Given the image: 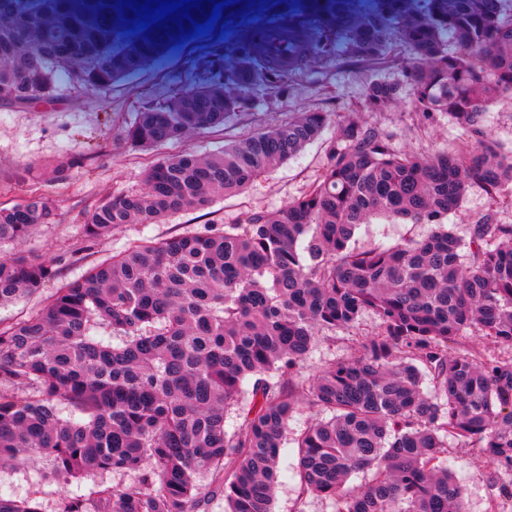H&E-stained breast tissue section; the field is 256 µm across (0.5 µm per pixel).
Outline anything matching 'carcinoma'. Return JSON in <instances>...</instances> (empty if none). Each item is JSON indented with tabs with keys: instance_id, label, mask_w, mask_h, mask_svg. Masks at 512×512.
Instances as JSON below:
<instances>
[{
	"instance_id": "cac0c4a2",
	"label": "carcinoma",
	"mask_w": 512,
	"mask_h": 512,
	"mask_svg": "<svg viewBox=\"0 0 512 512\" xmlns=\"http://www.w3.org/2000/svg\"><path fill=\"white\" fill-rule=\"evenodd\" d=\"M503 4L311 0L282 17L298 36L286 64L248 36L228 55L198 56L194 66L224 83L144 107L121 140L160 147L220 124L246 104L243 92H283L290 71L335 52L399 68L412 108L448 115L465 139L431 156L401 153L376 126L349 121L321 176L287 207L222 231L133 241L43 307L0 321V465L38 459L65 481L97 470L133 475L64 494L56 512H204L220 497L224 512H273L283 439L304 401L323 417L296 439L302 499H331L337 512H467L448 468L451 438L493 465L500 495L512 500V360L449 346L467 335L512 345V224L487 217L465 245L443 228L474 187L492 205L512 198V147L486 125L496 98L512 95ZM109 6L0 0V103L54 99L60 72L81 92L106 88L176 46L136 47L143 33L116 25L124 16L99 19ZM397 42L410 61L391 54ZM400 95V85L375 81L363 110L383 112ZM328 122L326 112H305L208 158L163 157L144 191L89 210L83 233L109 236L238 193ZM376 217L435 230L388 248L352 247L358 226ZM56 219L40 194L0 206V243ZM54 277L44 260L0 255V306ZM367 311L377 334L356 339L352 358L304 375L319 332L348 329ZM426 377L433 396L422 391ZM357 470L370 474L360 493L347 487ZM0 512L41 509L0 496Z\"/></svg>"
}]
</instances>
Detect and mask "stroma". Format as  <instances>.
<instances>
[{
  "label": "stroma",
  "instance_id": "stroma-1",
  "mask_svg": "<svg viewBox=\"0 0 512 512\" xmlns=\"http://www.w3.org/2000/svg\"><path fill=\"white\" fill-rule=\"evenodd\" d=\"M297 0H259L257 7L231 21L225 35L209 33L188 40L155 64L101 92L77 94L61 87L57 100L38 102L28 108L0 104V203H11L29 190L39 189L57 207L56 223L45 224L24 241L0 244L2 254L34 255L52 262L55 280L40 292L0 307V320L10 322L39 308L60 284L81 277L87 267L124 250L135 240L161 239L185 232H203L240 223L253 211H276L303 194L329 162L328 146L338 124L348 119L369 122L384 131L400 151L430 155L456 144L460 130L441 113L424 115L411 107L409 89H402L400 105L383 112L364 111L367 86L375 80L396 82L400 73L393 68L372 69L360 63L329 60L315 68L294 73L284 93L255 94L244 109L225 116L223 125L195 132L157 149L133 147L118 140L119 130L134 120L149 103H162L176 91L198 79L193 59L204 50L229 51L251 26L269 16L272 6ZM326 112L330 122L321 136L307 144L288 161L252 182L241 194L217 196L203 210H187L169 216L158 224H128L112 235L88 239L82 231V215L100 200L114 195L135 193L144 187V173L160 156L194 152L210 155L225 145L245 141L259 129L287 122L300 113ZM56 165L64 166L68 178L63 183L46 182L43 174ZM495 213L503 224H512V207L491 211L485 194L471 189L461 207L449 213L447 224L461 241H468L471 225ZM429 231L425 224H402L383 218L361 225L353 246L372 249L391 246ZM378 330L373 315L366 314L349 330L331 333L315 346L303 370L349 358L352 341ZM318 414L299 405L289 421L290 437L285 440L279 459V488L274 512H294L298 495L297 450L291 440L316 421ZM448 466L463 488L470 512H512V502L499 494L491 478L493 467L471 450H456ZM128 482L125 473L94 472L81 480L62 484L49 472L45 462L36 460L16 467H0V496L15 500H36L43 512H55L64 491L86 493L99 481ZM304 512H335L333 501L311 496Z\"/></svg>",
  "mask_w": 512,
  "mask_h": 512
}]
</instances>
